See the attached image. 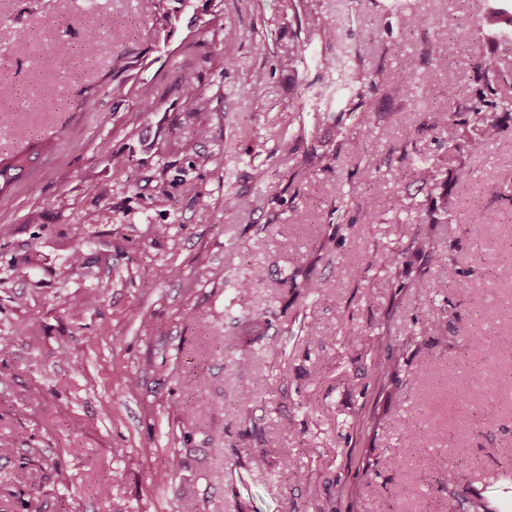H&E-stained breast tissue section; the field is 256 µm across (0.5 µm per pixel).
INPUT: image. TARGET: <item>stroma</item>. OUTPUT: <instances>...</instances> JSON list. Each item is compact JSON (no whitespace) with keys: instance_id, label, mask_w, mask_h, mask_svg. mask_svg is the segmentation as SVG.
<instances>
[{"instance_id":"1","label":"stroma","mask_w":512,"mask_h":512,"mask_svg":"<svg viewBox=\"0 0 512 512\" xmlns=\"http://www.w3.org/2000/svg\"><path fill=\"white\" fill-rule=\"evenodd\" d=\"M502 5L169 0L168 37L151 0H0V155L54 144L0 193V512H448L447 469L512 512V116L432 231L451 265H386L395 220L427 218L410 157L448 167L418 125L476 95L479 57L512 71V15L456 38ZM435 39L454 85L427 78ZM368 158L378 186L348 197Z\"/></svg>"}]
</instances>
